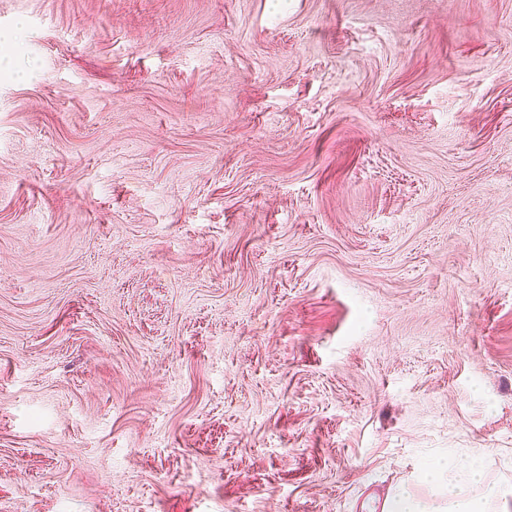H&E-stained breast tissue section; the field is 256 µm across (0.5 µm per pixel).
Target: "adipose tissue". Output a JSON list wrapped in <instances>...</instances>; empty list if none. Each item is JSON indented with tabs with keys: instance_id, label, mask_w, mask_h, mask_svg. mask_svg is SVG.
I'll list each match as a JSON object with an SVG mask.
<instances>
[{
	"instance_id": "1",
	"label": "adipose tissue",
	"mask_w": 512,
	"mask_h": 512,
	"mask_svg": "<svg viewBox=\"0 0 512 512\" xmlns=\"http://www.w3.org/2000/svg\"><path fill=\"white\" fill-rule=\"evenodd\" d=\"M431 482L440 496L439 505H431L408 488H395L387 500V512H491L494 503L512 497V485L495 483L484 494H477L478 468L454 474L449 469L433 465L428 469Z\"/></svg>"
}]
</instances>
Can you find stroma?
I'll return each instance as SVG.
<instances>
[{
	"instance_id": "1",
	"label": "stroma",
	"mask_w": 512,
	"mask_h": 512,
	"mask_svg": "<svg viewBox=\"0 0 512 512\" xmlns=\"http://www.w3.org/2000/svg\"><path fill=\"white\" fill-rule=\"evenodd\" d=\"M512 484V0H0V512Z\"/></svg>"
}]
</instances>
